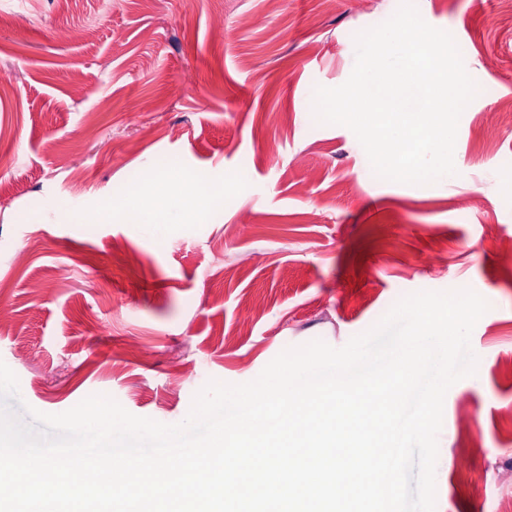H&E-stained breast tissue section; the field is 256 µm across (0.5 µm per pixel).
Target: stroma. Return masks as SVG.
Masks as SVG:
<instances>
[{"mask_svg": "<svg viewBox=\"0 0 512 512\" xmlns=\"http://www.w3.org/2000/svg\"><path fill=\"white\" fill-rule=\"evenodd\" d=\"M415 4L478 86L456 175L425 186L377 178L349 128L312 115L315 86L349 78L355 35L399 0H0V361L29 406L59 414L102 394L177 424L209 381H251L316 339L343 347L404 295L469 288L490 308L471 334L475 374L444 399L436 512L511 508L512 131L498 115L512 110V28L493 0ZM164 157L170 198L205 213L152 239L124 204ZM62 200L112 221L23 222ZM133 341L149 361L127 357ZM460 458L482 475L467 489Z\"/></svg>", "mask_w": 512, "mask_h": 512, "instance_id": "1", "label": "stroma"}]
</instances>
